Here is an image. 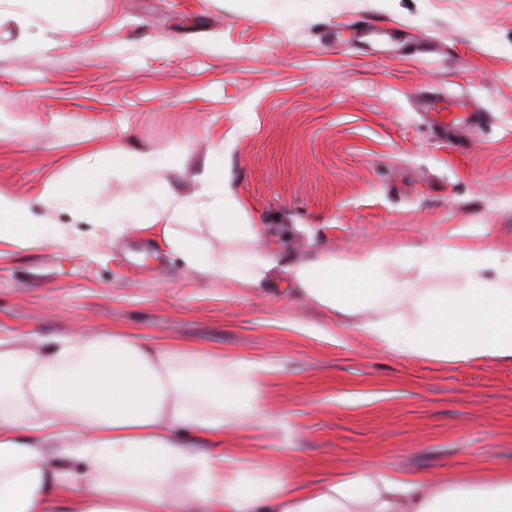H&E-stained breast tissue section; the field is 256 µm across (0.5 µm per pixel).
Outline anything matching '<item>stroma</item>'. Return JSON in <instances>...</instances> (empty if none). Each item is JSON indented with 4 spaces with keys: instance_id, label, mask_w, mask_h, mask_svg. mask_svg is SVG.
I'll return each mask as SVG.
<instances>
[{
    "instance_id": "1",
    "label": "stroma",
    "mask_w": 512,
    "mask_h": 512,
    "mask_svg": "<svg viewBox=\"0 0 512 512\" xmlns=\"http://www.w3.org/2000/svg\"><path fill=\"white\" fill-rule=\"evenodd\" d=\"M424 38L431 53L385 49ZM425 97L481 119L439 139ZM219 141L249 220L287 230L285 263L377 252L394 287L458 288L428 264L441 245L512 250V0H80L66 24L0 0V196L44 226L0 241V336L119 331L262 361L274 415L225 444L309 480L512 465V358L399 354L285 288L184 267L147 218ZM124 145L168 165L106 166L53 201L88 152ZM125 200L139 224L118 234Z\"/></svg>"
}]
</instances>
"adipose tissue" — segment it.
Wrapping results in <instances>:
<instances>
[{
    "instance_id": "1",
    "label": "adipose tissue",
    "mask_w": 512,
    "mask_h": 512,
    "mask_svg": "<svg viewBox=\"0 0 512 512\" xmlns=\"http://www.w3.org/2000/svg\"><path fill=\"white\" fill-rule=\"evenodd\" d=\"M223 154L219 143L200 159L199 192L170 191L150 216L196 275L247 288L286 284L400 354L512 358V251L449 248L460 277L454 292L421 295L407 316L382 311L394 293L383 256L325 254L282 266L263 225L242 213ZM164 163L143 148L92 152L75 184L92 182L106 164ZM200 207L223 218L211 227L224 240L223 259L177 228ZM264 370L255 360L119 332L46 338L37 348L0 336V512H512V465L493 482L470 475L433 483L361 464L312 483L269 460L235 464L224 420L242 425L256 415L241 397L258 393ZM228 371L247 374V385L227 384Z\"/></svg>"
}]
</instances>
